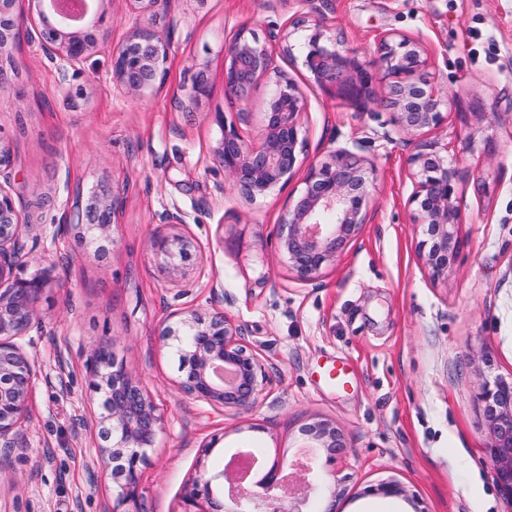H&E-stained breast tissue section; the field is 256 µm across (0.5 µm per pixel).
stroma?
<instances>
[{
    "mask_svg": "<svg viewBox=\"0 0 512 512\" xmlns=\"http://www.w3.org/2000/svg\"><path fill=\"white\" fill-rule=\"evenodd\" d=\"M26 31L10 48L0 81V143L12 150L11 192L34 246L22 272L58 280L38 304L42 326L29 353L36 375L21 445L0 453V512H185V492L203 446L214 460L241 449L262 455L247 481L263 493L278 459H294L303 428L333 422L345 447L327 466L339 512H512L489 462L481 393L512 379V0H317L328 38L358 60L384 32L420 39L429 71L448 94L445 120L413 138L377 136V122L334 90L311 81L306 33L275 65L301 89L303 168L361 143L376 179L367 222L315 281L298 280L277 248L289 198L302 176L249 200L225 188L212 150L217 114L257 142L272 87L259 83L245 107L224 90V52L239 29L266 39L295 21L299 0H169L154 25L169 45L167 76L138 96L112 84L113 51L141 22L128 0H93L97 35L80 65L49 60L31 0H19ZM207 88L188 93L198 71ZM87 101L69 107V90ZM446 151L457 172L464 245L448 277L433 281L410 222L408 159ZM119 195L112 240L103 248L57 234L64 214L91 191ZM179 210L194 243V288L179 295L150 250L157 214ZM228 310L270 377L257 407L212 410L177 388L178 362L160 333L180 308ZM108 339L136 373L163 420L141 468L136 501L96 461L82 424L99 410L86 372L89 348ZM65 373H58V360ZM347 365L345 387L327 368ZM392 479L405 493L370 494Z\"/></svg>",
    "mask_w": 512,
    "mask_h": 512,
    "instance_id": "obj_1",
    "label": "stroma"
}]
</instances>
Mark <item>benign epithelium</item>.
I'll use <instances>...</instances> for the list:
<instances>
[{"instance_id":"benign-epithelium-1","label":"benign epithelium","mask_w":512,"mask_h":512,"mask_svg":"<svg viewBox=\"0 0 512 512\" xmlns=\"http://www.w3.org/2000/svg\"><path fill=\"white\" fill-rule=\"evenodd\" d=\"M41 25L36 30L42 51L75 66L96 46L90 31L73 30L57 9L59 0H36ZM141 17L154 15L161 0H129ZM16 0H0V51L15 42L23 22L15 11ZM294 28L309 31L304 65L322 88H334L356 101L370 117L391 131L415 136L441 126L447 106L427 71L428 57L417 39L400 34L379 37L376 53L367 62L378 83L377 92L359 75L360 65L325 38L326 26L318 13L294 22ZM279 50L292 56L288 26L270 31ZM169 43L148 26L135 29L116 51L113 83L119 92L134 96L164 79ZM270 81L274 89L264 113L260 143L245 140L237 124L219 115L221 138L214 148L215 160L224 168V178L240 193L254 199L287 184L301 166L303 149L301 119L306 99L299 87L274 65L273 51L248 38L242 28L225 49L224 88L234 100L245 103L253 88ZM389 118L382 119V112ZM8 150L0 146V450L17 447L20 428L27 416L35 371L27 351L26 337L40 324L37 304L51 287L44 274L24 277L22 258L27 255L23 223L15 199L7 187ZM414 180L409 203L411 221L423 226L425 238L418 243V255L433 281L448 278L463 245V217L455 197L456 171L447 157L436 151L420 150L409 158ZM301 194L288 206V219L279 234L280 250L288 269L301 281L316 280L322 270L355 240L366 224L367 208L374 183V169L366 159L349 148L335 150L329 161L312 168L303 179ZM119 198L110 190H94L87 203L58 225L80 238L108 239ZM158 223L168 227L155 233L150 247L158 258L159 272L182 288H191L186 264L191 241L177 231L182 215L169 209L158 214ZM180 326L164 339L174 341L179 360V390L218 411L249 410L259 400L267 376L257 354L244 342V328L227 312L205 318L192 309H180ZM87 370L100 393V413L91 418L104 444L95 449L104 471L122 478L118 496L136 499L140 466L147 450L155 447L162 419L152 397L140 386L133 372L116 364L112 343L96 342L87 360ZM489 434L488 454L500 490L512 498V380L496 379L485 384L482 393ZM312 451L295 461L274 464L265 485L282 490L272 501L257 498L244 486L247 474L236 477L226 469L208 466L200 458L185 499L205 506L195 512H336V485L323 474V462H331L344 447L336 426L317 420L305 430ZM230 496L224 497V484ZM232 507H227L226 502Z\"/></svg>"}]
</instances>
